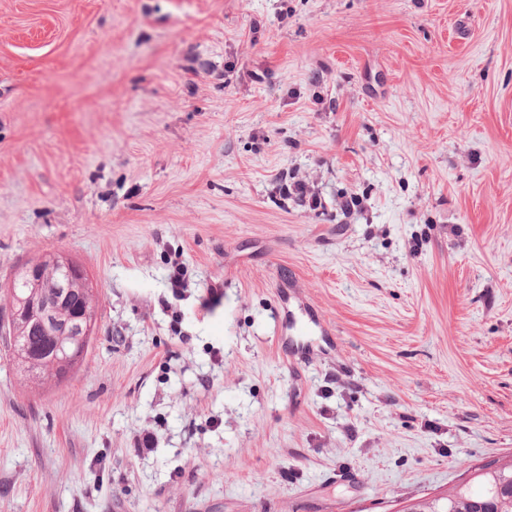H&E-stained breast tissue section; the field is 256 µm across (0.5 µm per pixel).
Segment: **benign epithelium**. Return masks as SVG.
I'll use <instances>...</instances> for the list:
<instances>
[{"instance_id": "obj_1", "label": "benign epithelium", "mask_w": 512, "mask_h": 512, "mask_svg": "<svg viewBox=\"0 0 512 512\" xmlns=\"http://www.w3.org/2000/svg\"><path fill=\"white\" fill-rule=\"evenodd\" d=\"M83 268L59 256H41L28 261L14 279L29 289L21 306H12L6 316L7 325L38 330L47 336H77L88 343L95 336V319L85 307L68 317H61L62 305L87 288Z\"/></svg>"}]
</instances>
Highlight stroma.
I'll use <instances>...</instances> for the list:
<instances>
[{
  "mask_svg": "<svg viewBox=\"0 0 512 512\" xmlns=\"http://www.w3.org/2000/svg\"><path fill=\"white\" fill-rule=\"evenodd\" d=\"M55 251L99 332L50 389L0 340V512H401L512 461V0H0V310ZM288 172L283 173L280 182L277 186L278 191L286 196H296L302 205L308 206L309 208L315 209L322 205V200L318 193L302 180H294L295 176H292L293 181H288Z\"/></svg>",
  "mask_w": 512,
  "mask_h": 512,
  "instance_id": "stroma-1",
  "label": "stroma"
}]
</instances>
